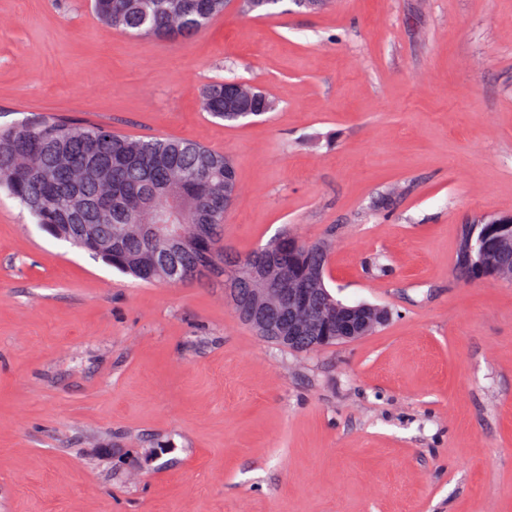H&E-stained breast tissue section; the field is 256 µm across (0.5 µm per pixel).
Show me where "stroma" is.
<instances>
[{
	"label": "stroma",
	"instance_id": "35a3bbf8",
	"mask_svg": "<svg viewBox=\"0 0 512 512\" xmlns=\"http://www.w3.org/2000/svg\"><path fill=\"white\" fill-rule=\"evenodd\" d=\"M219 79L275 110L211 118ZM46 114L224 153L226 244L326 243L388 320L283 349L221 280L143 283L0 190V512H512V281L455 272L512 218V0H229L176 41L0 0V127Z\"/></svg>",
	"mask_w": 512,
	"mask_h": 512
}]
</instances>
